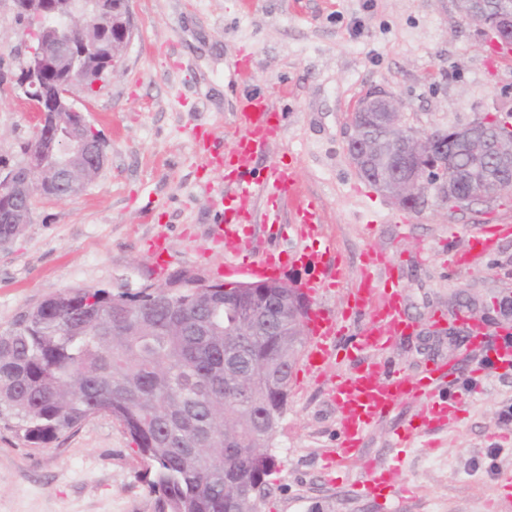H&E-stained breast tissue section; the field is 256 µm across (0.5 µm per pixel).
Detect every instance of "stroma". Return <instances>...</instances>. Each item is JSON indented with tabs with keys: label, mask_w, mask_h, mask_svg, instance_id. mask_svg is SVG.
I'll return each mask as SVG.
<instances>
[{
	"label": "stroma",
	"mask_w": 512,
	"mask_h": 512,
	"mask_svg": "<svg viewBox=\"0 0 512 512\" xmlns=\"http://www.w3.org/2000/svg\"><path fill=\"white\" fill-rule=\"evenodd\" d=\"M133 35L112 73L75 105L107 142V161L84 191L40 201L31 224L0 247V327L20 310L68 288L137 292L162 284L148 251L165 233L169 273L213 282L241 276L224 267L210 231L219 223L215 189L224 174L206 168L202 149L223 151L244 85L241 55L251 57L252 90L269 95L283 132L261 165L294 168L316 197L323 222L310 240L331 238L347 277L326 304L344 318L335 361L320 378L295 368L288 410L274 439L277 464L260 512H380L361 483L362 458L394 463L388 478L407 489L404 512H512V373L484 368L448 425L422 429L402 447L394 432L415 422L403 403L364 436L361 459L324 471L341 428L327 387L358 362L361 328L353 290L367 252L394 265L412 332L386 353L409 376L465 361L454 316L482 324L488 340L512 330V195L466 209L444 204L429 188L420 206L403 209L363 179L347 146L354 109L381 88L403 105L417 129L497 118L512 125V53L494 55L455 0H130ZM27 23L0 0V160L25 163L33 114L15 79ZM508 225L483 264H455L470 230ZM136 445L102 413L57 439L33 446L0 429V512H159Z\"/></svg>",
	"instance_id": "stroma-1"
}]
</instances>
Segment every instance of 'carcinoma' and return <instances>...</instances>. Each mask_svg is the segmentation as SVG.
Returning a JSON list of instances; mask_svg holds the SVG:
<instances>
[{"mask_svg":"<svg viewBox=\"0 0 512 512\" xmlns=\"http://www.w3.org/2000/svg\"><path fill=\"white\" fill-rule=\"evenodd\" d=\"M383 117L358 121L376 138ZM267 292L269 327L246 339L224 333L245 293L180 274L166 289L69 288L23 309L0 328V425L40 445L107 413L153 469L161 512H239L276 465L274 435L257 434L253 416L282 420L304 348L278 321L281 289Z\"/></svg>","mask_w":512,"mask_h":512,"instance_id":"carcinoma-1","label":"carcinoma"}]
</instances>
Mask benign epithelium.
Returning <instances> with one entry per match:
<instances>
[{"label":"benign epithelium","instance_id":"benign-epithelium-1","mask_svg":"<svg viewBox=\"0 0 512 512\" xmlns=\"http://www.w3.org/2000/svg\"><path fill=\"white\" fill-rule=\"evenodd\" d=\"M456 3L464 20L478 26L483 35L495 36L506 43L512 40V0H456ZM14 4L17 13L28 22L27 32L32 38L27 43L16 83L36 113L35 132L43 150L61 157L59 165L45 174L44 182L54 187L52 199L64 200L80 194L87 185V181L76 177V172L81 171L94 178L105 165L102 141L83 130L73 131L62 116L76 111L78 93L93 88L103 73L117 65L132 37L129 0H67L62 10L56 0H14ZM74 14L86 20L88 34L73 33L64 22L59 25L46 23V18L52 15L62 20ZM111 29L121 32V35L108 46L106 34ZM47 70L61 75V80L54 87L42 82V75ZM355 111L388 112L393 116L392 126L375 143L367 138L359 122L353 121L348 153L357 168H384L391 162L397 164L394 175L379 182L381 193L397 206L421 200L431 185L436 186L443 199L451 192L454 182L452 163L430 162L423 172L415 166L426 148L434 144L446 147L448 140L455 141L459 150L470 159V175L484 180L489 176L487 142L479 130L483 125L481 119L465 125L419 130L403 123L402 104L382 90L369 92L359 100ZM495 156L503 166L512 163V137H502L496 142ZM0 180L10 197L8 207L0 210V221L6 224L31 223L33 199L37 194H44L42 186L29 180L15 181L9 167L0 169ZM511 191L512 181L496 186L495 190L480 198H462L454 206L488 202ZM269 285L282 289V308L294 304L298 319L305 320L306 298L293 286L273 278L244 282L245 287L253 290ZM265 321L264 312L245 310L234 322L233 335L253 336Z\"/></svg>","mask_w":512,"mask_h":512}]
</instances>
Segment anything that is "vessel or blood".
<instances>
[{
	"label": "vessel or blood",
	"instance_id": "vessel-or-blood-1",
	"mask_svg": "<svg viewBox=\"0 0 512 512\" xmlns=\"http://www.w3.org/2000/svg\"><path fill=\"white\" fill-rule=\"evenodd\" d=\"M238 74L247 89L236 101L234 131L223 152L206 157L207 163H220L228 171L220 198L224 218L222 224L217 225L213 239L223 248L228 267L245 270L253 264L269 266L273 263L274 252L265 247L263 238L249 235L247 227L283 222L301 243L292 253V260L313 267L322 265V251L306 244L321 223V214L310 194L300 189L296 171L275 164L263 170L257 167L277 126L273 122L269 96L250 88L254 78L252 69L239 67ZM491 246L492 240L484 231L473 232L464 253V264H476ZM389 271L386 265H373L361 271V282L354 297L359 312L365 316V323L355 338V348L362 360L353 371L338 376L328 389L340 416L343 441L337 458L341 461L359 456L366 432L387 418L403 401L420 403L419 417L426 426L449 423L456 417V400L445 404L435 400L448 382L447 371L435 368L426 379L417 380L399 371L387 372L385 364L377 358L379 352L394 346L410 328L398 292L376 285L380 275ZM344 277V269L336 264L324 276L310 278L301 286L302 292L314 302L306 318L303 368L307 374H322L334 357V339L344 333L340 319L327 313L321 305L331 282ZM465 346L469 357L482 356L488 350L497 368L512 369V336L499 337L491 347L485 340L471 336Z\"/></svg>",
	"mask_w": 512,
	"mask_h": 512
}]
</instances>
